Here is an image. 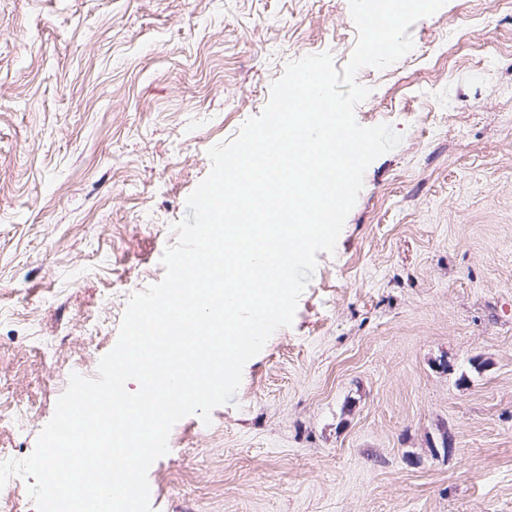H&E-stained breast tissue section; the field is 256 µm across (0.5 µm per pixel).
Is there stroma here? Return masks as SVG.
Segmentation results:
<instances>
[{
	"label": "stroma",
	"mask_w": 512,
	"mask_h": 512,
	"mask_svg": "<svg viewBox=\"0 0 512 512\" xmlns=\"http://www.w3.org/2000/svg\"><path fill=\"white\" fill-rule=\"evenodd\" d=\"M362 68L378 157L291 327L150 467L152 512H512V0H448ZM349 0H0V461L162 280L209 148ZM452 453H444V444Z\"/></svg>",
	"instance_id": "35a3bbf8"
}]
</instances>
